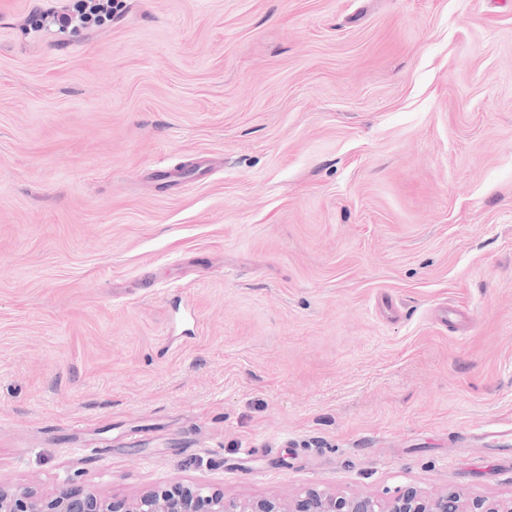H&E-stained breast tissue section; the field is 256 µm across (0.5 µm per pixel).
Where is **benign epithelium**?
Segmentation results:
<instances>
[{"instance_id":"1","label":"benign epithelium","mask_w":512,"mask_h":512,"mask_svg":"<svg viewBox=\"0 0 512 512\" xmlns=\"http://www.w3.org/2000/svg\"><path fill=\"white\" fill-rule=\"evenodd\" d=\"M0 512H512V500L465 499L455 491L423 494L415 488L377 498L311 487L288 499L242 501L222 488L180 483L116 498L67 480L45 494L0 484Z\"/></svg>"}]
</instances>
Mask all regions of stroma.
Returning <instances> with one entry per match:
<instances>
[{"label": "stroma", "instance_id": "obj_1", "mask_svg": "<svg viewBox=\"0 0 512 512\" xmlns=\"http://www.w3.org/2000/svg\"><path fill=\"white\" fill-rule=\"evenodd\" d=\"M0 0V483L512 497V0ZM94 4L90 7L89 13L72 15L69 13H53L50 11L43 16V20L47 22L49 26H54L61 33L68 30H75L92 20L96 23L103 21V18H109L111 16V0H92ZM106 2V3H104Z\"/></svg>", "mask_w": 512, "mask_h": 512}]
</instances>
